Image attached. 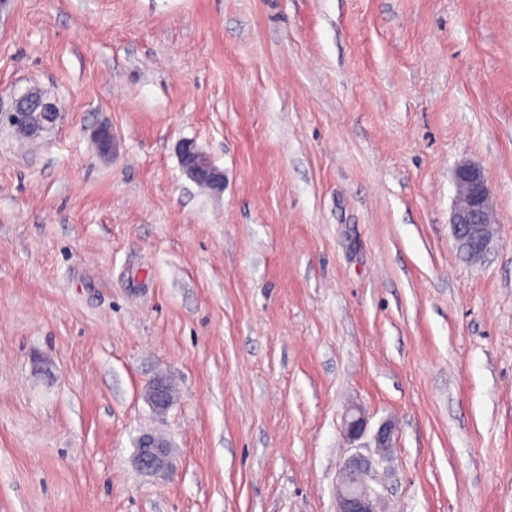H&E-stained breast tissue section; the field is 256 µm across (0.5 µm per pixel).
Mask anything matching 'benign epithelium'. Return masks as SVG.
Instances as JSON below:
<instances>
[{
  "mask_svg": "<svg viewBox=\"0 0 512 512\" xmlns=\"http://www.w3.org/2000/svg\"><path fill=\"white\" fill-rule=\"evenodd\" d=\"M58 114L57 103L27 91L14 99L8 111L12 125L32 136L52 127ZM95 141L101 156L112 157L114 138L111 127H99ZM178 154L183 171L190 180L213 191L224 189V170L216 166L195 141H181ZM455 183L457 193L451 216L453 235L458 242L468 244V258L477 263L484 258L491 241L486 225L495 223L491 191L482 169L471 163H462L456 168ZM147 400L158 414L169 409L172 400L163 378L158 377L148 384ZM368 427V417L361 409L352 410L344 419L347 438L356 442L370 437L368 447L376 449L378 459L356 452L343 461L338 472L336 512H380V494L371 481L375 466L389 459L395 445V432L387 421L371 434ZM134 461L145 472L167 470L170 466L168 442L153 434L141 435L137 440Z\"/></svg>",
  "mask_w": 512,
  "mask_h": 512,
  "instance_id": "benign-epithelium-1",
  "label": "benign epithelium"
}]
</instances>
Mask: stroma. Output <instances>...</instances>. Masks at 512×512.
<instances>
[{
	"instance_id": "obj_1",
	"label": "stroma",
	"mask_w": 512,
	"mask_h": 512,
	"mask_svg": "<svg viewBox=\"0 0 512 512\" xmlns=\"http://www.w3.org/2000/svg\"><path fill=\"white\" fill-rule=\"evenodd\" d=\"M355 405L386 512H512V0H0V512H335ZM7 112L13 126L34 137L55 124L59 107L41 94L33 96L26 91L15 97ZM178 154L183 171L190 180L213 191L224 189V171L198 148L194 140H182ZM455 183L456 201L450 222L453 235L458 242H467L468 258L477 263L484 258L491 241L486 225L495 224L491 191L482 169L471 163L456 168ZM147 400L157 414H164L172 404L163 378H155L148 384ZM368 417L362 409H353L344 419V430L347 438L356 442L368 435ZM168 442L153 434H143L137 440L134 461L137 467L145 472H160L170 466Z\"/></svg>"
}]
</instances>
